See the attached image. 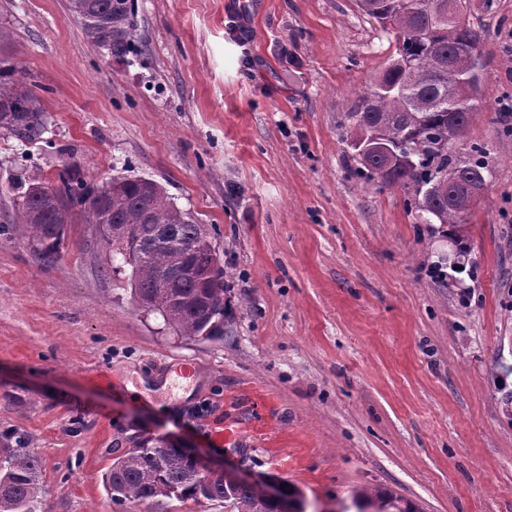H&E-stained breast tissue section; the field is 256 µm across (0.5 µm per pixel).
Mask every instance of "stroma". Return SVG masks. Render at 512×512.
<instances>
[{
	"label": "stroma",
	"instance_id": "obj_1",
	"mask_svg": "<svg viewBox=\"0 0 512 512\" xmlns=\"http://www.w3.org/2000/svg\"><path fill=\"white\" fill-rule=\"evenodd\" d=\"M117 59L66 0H0L6 49L36 86L43 134L0 131V432L43 460L45 512H119L101 476L149 434L214 469L295 489L305 512L386 490L419 512H512V0H470L482 35L493 179L459 271L401 185L355 175L345 112L395 54L355 0H135ZM244 19L251 39L233 31ZM154 179L211 229L229 286L223 337L176 335L136 307L95 225L44 261L9 182ZM194 363L187 389L132 393ZM238 439L214 441L215 430Z\"/></svg>",
	"mask_w": 512,
	"mask_h": 512
}]
</instances>
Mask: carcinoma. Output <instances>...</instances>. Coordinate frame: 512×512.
<instances>
[{"instance_id": "obj_1", "label": "carcinoma", "mask_w": 512, "mask_h": 512, "mask_svg": "<svg viewBox=\"0 0 512 512\" xmlns=\"http://www.w3.org/2000/svg\"><path fill=\"white\" fill-rule=\"evenodd\" d=\"M469 0H358V7L393 35L394 59L344 113L355 150L356 173L367 182L401 184L407 211L418 224L470 223L475 205L457 202L460 184L487 189L488 145L463 142L472 114L481 110L480 78L473 74L481 35L471 24ZM86 35L113 57L138 42L132 0H67ZM47 116L24 70L0 55V129L31 140ZM42 259L53 260L67 225L81 213L99 226L106 244L126 230L121 265L130 267L132 301L159 315L179 336L211 340L224 335L228 286L211 236L179 208L157 181L116 175L96 185L77 165L54 183L39 174L9 185ZM163 439L143 436L112 458L103 474L111 503L124 508L163 498L183 504L229 503L233 512H274L256 484H224ZM43 463L27 435L0 434V512H38L43 505ZM358 512H418L388 491L358 492Z\"/></svg>"}]
</instances>
